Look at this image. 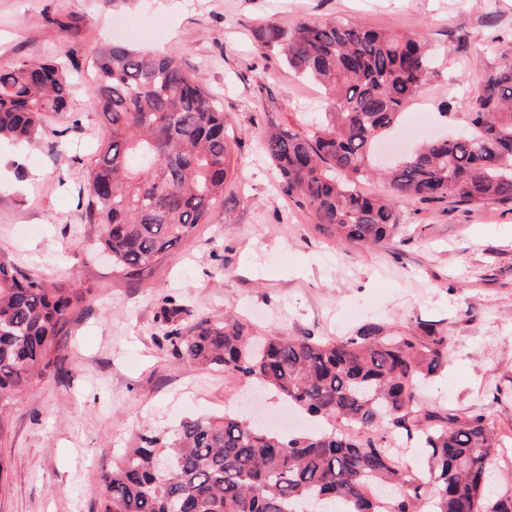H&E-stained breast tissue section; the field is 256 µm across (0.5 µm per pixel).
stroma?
<instances>
[{
  "mask_svg": "<svg viewBox=\"0 0 512 512\" xmlns=\"http://www.w3.org/2000/svg\"><path fill=\"white\" fill-rule=\"evenodd\" d=\"M426 34L435 73L408 103L393 139L454 134L483 72L512 54V0H0V66L70 58L68 112L44 119L37 144L0 143V261L72 287L62 336L66 374L33 379L0 439V512H96L101 476L147 429L190 415L261 413L276 430L308 420L274 391L201 371L159 347L165 297L199 320L329 340L376 322L447 329L448 366L423 400L459 416L485 414L512 466V212L406 207L396 247L344 249L285 202L264 156L269 123L311 133L321 91L263 55L253 31L299 17ZM177 54L202 76L237 146L223 197L155 265L121 275L95 249L78 190L108 128L82 73L102 46Z\"/></svg>",
  "mask_w": 512,
  "mask_h": 512,
  "instance_id": "1",
  "label": "stroma"
}]
</instances>
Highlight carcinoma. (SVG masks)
Segmentation results:
<instances>
[{"label": "carcinoma", "instance_id": "carcinoma-1", "mask_svg": "<svg viewBox=\"0 0 512 512\" xmlns=\"http://www.w3.org/2000/svg\"><path fill=\"white\" fill-rule=\"evenodd\" d=\"M265 54L321 85L324 117L311 135L272 124L263 148L286 200L343 247L396 242L403 208L496 204L512 211V56L486 70L455 137L373 166L403 105L434 74L429 41L356 23L301 17L260 25ZM63 62L0 68V140L31 143L46 114L69 106ZM91 103L110 133L91 159L79 204L96 246L123 275L156 264L224 195L236 141L203 79L171 56L114 43L95 59ZM377 179L368 195L358 184ZM70 289L49 288L0 261V438L31 378L64 374L57 336ZM173 296L157 319L174 356L254 379L323 421L274 434L234 413L184 418L171 434H142L103 474L97 512H512V486L490 480L502 440L483 414L444 416L417 388L448 364V334L420 320L397 334L378 323L334 342L201 320L185 332ZM387 427L427 452L428 481L412 482Z\"/></svg>", "mask_w": 512, "mask_h": 512}]
</instances>
